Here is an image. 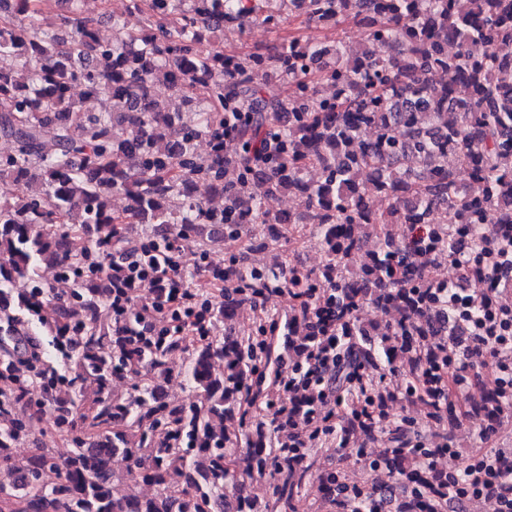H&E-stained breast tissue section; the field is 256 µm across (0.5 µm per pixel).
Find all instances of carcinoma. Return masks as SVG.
I'll list each match as a JSON object with an SVG mask.
<instances>
[{
  "label": "carcinoma",
  "instance_id": "obj_1",
  "mask_svg": "<svg viewBox=\"0 0 512 512\" xmlns=\"http://www.w3.org/2000/svg\"><path fill=\"white\" fill-rule=\"evenodd\" d=\"M81 2L70 0L73 18L63 29L47 22L39 0H15L0 11L9 17L0 24V135L14 144L0 156V186L27 187L21 195L0 189V301L24 285L17 310L0 312V321L20 336L76 330L82 343L77 375L52 398L57 427L74 432L73 449L59 461L41 448L11 465L0 475V512H253L242 492L229 508L231 473L242 487L279 476L276 493L287 507L307 483L335 488V475L308 463L315 440L234 415L242 401L264 399L266 369L279 358L265 341L271 325L296 360L292 346L336 337L335 364L324 378L345 408L342 442L363 434L359 408L366 404L376 437L394 448L413 443L409 427L384 428L394 393L373 384L354 402V380L360 370L416 362V343L433 335L429 316L442 307L438 297L414 292L433 280L436 255L453 258L456 237L477 242L486 224H512V0H464L461 10L451 0H305L304 14L317 24L360 29L357 52L291 36L273 52H255L248 69L201 42L205 28L251 22L252 0H145L161 36L106 45L94 21L81 16ZM274 78L288 83L290 98L267 94ZM73 83L89 96L110 86L112 107L88 110L71 96ZM158 84L170 98L156 97ZM203 137L211 144L206 158L195 148ZM450 154L468 163L469 185L448 167ZM310 167L321 170L319 182L306 180ZM114 192L128 200L120 213L112 210ZM280 192L300 196L302 210L267 212L264 200ZM434 208L451 229L428 227ZM76 215L79 228H52ZM243 218L313 225L325 282L317 287V276L295 264L272 277L245 257L228 260L217 320L244 300L240 289L251 297L281 289L306 310L259 324L248 341L227 334L193 346L185 378L198 400L172 407L158 378L183 349L181 337L172 332L134 351L120 348L105 308L112 282L98 270L100 248L117 239V225L132 221L164 224L174 234L222 224L236 236ZM358 224L375 236L374 249L357 276L338 277L359 249ZM390 224L424 225L426 234L397 240ZM74 235L87 241L79 253L69 248ZM45 263L57 268L68 301L50 297L39 275ZM368 302L411 318L368 330L359 323ZM133 369L144 373V384L129 398L115 396L112 378ZM478 403L485 417H496L494 390ZM25 427L17 414L0 415L1 461L11 460ZM119 459L130 482L157 492L114 496ZM47 470L57 472L51 484Z\"/></svg>",
  "mask_w": 512,
  "mask_h": 512
}]
</instances>
